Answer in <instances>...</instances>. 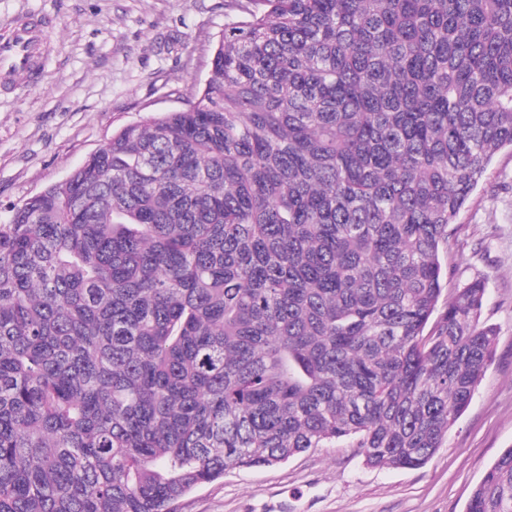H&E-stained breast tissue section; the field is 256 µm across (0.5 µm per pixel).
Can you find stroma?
<instances>
[{"label": "stroma", "instance_id": "stroma-1", "mask_svg": "<svg viewBox=\"0 0 512 512\" xmlns=\"http://www.w3.org/2000/svg\"><path fill=\"white\" fill-rule=\"evenodd\" d=\"M249 0H0V34L48 16L34 83L0 91V224L65 181L113 133L195 101L225 27ZM448 291L480 279L482 322L497 329L474 397L418 469L367 466L349 443L266 468L227 471L181 512H465L485 471L512 447V150L499 152L442 255Z\"/></svg>", "mask_w": 512, "mask_h": 512}]
</instances>
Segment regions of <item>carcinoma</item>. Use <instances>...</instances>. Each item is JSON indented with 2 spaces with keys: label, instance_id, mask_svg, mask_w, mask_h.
<instances>
[{
  "label": "carcinoma",
  "instance_id": "carcinoma-1",
  "mask_svg": "<svg viewBox=\"0 0 512 512\" xmlns=\"http://www.w3.org/2000/svg\"><path fill=\"white\" fill-rule=\"evenodd\" d=\"M251 3L196 101L0 224V512H177L342 441L421 468L485 375L441 254L512 147V0ZM466 512H512V447Z\"/></svg>",
  "mask_w": 512,
  "mask_h": 512
}]
</instances>
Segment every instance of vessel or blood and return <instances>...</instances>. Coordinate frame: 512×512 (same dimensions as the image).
Listing matches in <instances>:
<instances>
[{
	"label": "vessel or blood",
	"mask_w": 512,
	"mask_h": 512,
	"mask_svg": "<svg viewBox=\"0 0 512 512\" xmlns=\"http://www.w3.org/2000/svg\"><path fill=\"white\" fill-rule=\"evenodd\" d=\"M45 20L29 19L0 36V86L32 76L38 66L37 47L44 41Z\"/></svg>",
	"instance_id": "obj_1"
}]
</instances>
